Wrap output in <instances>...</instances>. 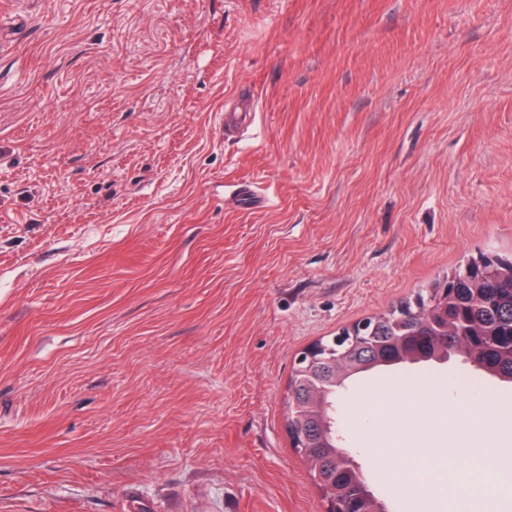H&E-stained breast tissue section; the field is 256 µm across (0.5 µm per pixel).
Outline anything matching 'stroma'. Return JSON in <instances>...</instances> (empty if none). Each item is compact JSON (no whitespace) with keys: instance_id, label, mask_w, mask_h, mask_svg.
Masks as SVG:
<instances>
[{"instance_id":"stroma-1","label":"stroma","mask_w":512,"mask_h":512,"mask_svg":"<svg viewBox=\"0 0 512 512\" xmlns=\"http://www.w3.org/2000/svg\"><path fill=\"white\" fill-rule=\"evenodd\" d=\"M482 254L512 256V0H0V512H326L299 353ZM421 388L512 405L461 356L337 392L389 512L364 410L410 429Z\"/></svg>"}]
</instances>
